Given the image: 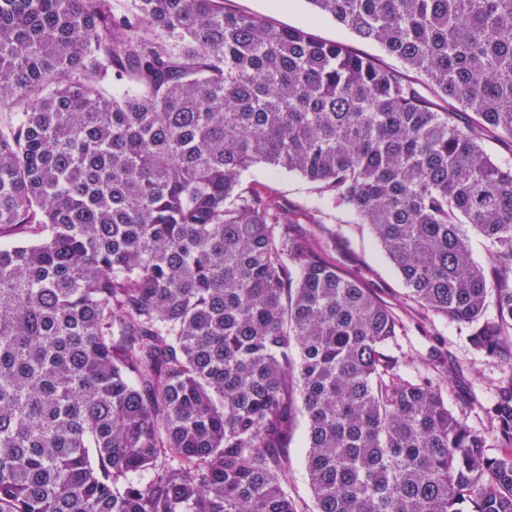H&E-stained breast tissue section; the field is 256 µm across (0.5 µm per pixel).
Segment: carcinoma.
I'll return each mask as SVG.
<instances>
[{
    "mask_svg": "<svg viewBox=\"0 0 512 512\" xmlns=\"http://www.w3.org/2000/svg\"><path fill=\"white\" fill-rule=\"evenodd\" d=\"M307 2L418 80L224 0H0V512H512V0ZM258 164L471 327L509 453ZM306 429V418L301 414H298L296 427L288 445V457L294 473L293 483L289 491L293 496L302 498L310 504L311 490L304 465L306 452Z\"/></svg>",
    "mask_w": 512,
    "mask_h": 512,
    "instance_id": "carcinoma-1",
    "label": "carcinoma"
}]
</instances>
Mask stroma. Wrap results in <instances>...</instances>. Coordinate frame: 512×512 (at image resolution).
<instances>
[{
  "label": "stroma",
  "mask_w": 512,
  "mask_h": 512,
  "mask_svg": "<svg viewBox=\"0 0 512 512\" xmlns=\"http://www.w3.org/2000/svg\"><path fill=\"white\" fill-rule=\"evenodd\" d=\"M225 10L253 14L276 28L303 27L316 38L343 41L354 51L383 59L399 67L398 59L385 55L373 42L356 38L336 22L317 14L308 0H288L287 7H274L272 0H224ZM247 186H266L293 211L300 229L311 223L321 224L318 237L327 259L343 272L361 280L374 295L398 317L401 329L388 347L398 357L403 376L431 377L439 386L451 410L468 408V424L487 431L488 424L478 407L490 400L500 376L497 362L477 351L469 340L471 329L464 324L432 317L407 296L406 287L393 264L376 241L369 225L359 223L348 210L332 208L319 197L315 184L288 172L270 174L267 166L258 165L246 172ZM444 357L453 367L452 373L435 374L427 366L429 353Z\"/></svg>",
  "instance_id": "stroma-1"
}]
</instances>
